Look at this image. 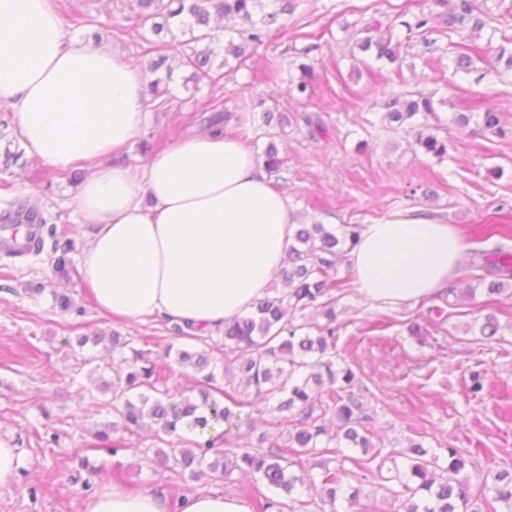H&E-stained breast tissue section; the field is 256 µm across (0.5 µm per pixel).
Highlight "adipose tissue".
<instances>
[{"label": "adipose tissue", "mask_w": 512, "mask_h": 512, "mask_svg": "<svg viewBox=\"0 0 512 512\" xmlns=\"http://www.w3.org/2000/svg\"><path fill=\"white\" fill-rule=\"evenodd\" d=\"M144 75L126 57L69 40L53 0H0V104L30 154L91 169L75 206L91 227L80 275L98 309L128 322L186 321L220 336L251 310L293 243L286 199L242 140L204 130L142 165L125 151L146 121ZM463 240L429 216L363 225L351 254L363 300L399 306L446 292ZM81 512H250L246 500L113 487Z\"/></svg>", "instance_id": "obj_1"}]
</instances>
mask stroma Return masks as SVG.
I'll return each mask as SVG.
<instances>
[{
    "mask_svg": "<svg viewBox=\"0 0 512 512\" xmlns=\"http://www.w3.org/2000/svg\"><path fill=\"white\" fill-rule=\"evenodd\" d=\"M61 3L68 37L87 40L98 32L115 51L140 60L152 34L134 26V0L119 12L110 0H96L91 25L70 20L84 10V0ZM294 3V11L283 14L276 0H266L273 14L268 37L246 66L221 81H202L195 91L173 83L178 108L150 111L127 157L147 160L199 127L204 107L215 105L230 115L228 131L256 153L275 143L282 165L271 185L287 197L295 223L333 230L410 214L457 225L468 256L449 294L396 307L372 304L356 291L351 261L342 260L338 275L346 285L335 293L336 353L355 373L374 443L400 451L414 440L435 453L452 446L473 452L479 468L511 470L512 295L481 289L477 252L483 244L475 234L497 210L512 213V140L458 128L453 116L491 105L512 125V75L499 74L485 49L490 41L501 44L512 27L490 18L467 39L439 24L422 35L408 32L406 24L426 9L425 0ZM382 34L399 44L395 63L354 47L358 39ZM462 45L474 50L466 72L454 69ZM272 59L279 71L270 79L265 70ZM303 60L314 78L310 98L298 101L288 89L301 80ZM414 92L433 97L438 135L448 141L443 158L414 152L411 132L392 130L383 120L385 97ZM267 111L285 113L289 125H264ZM243 112L254 116V124H238ZM304 115L319 116L323 130L310 134L300 121ZM69 177L28 153L11 109L0 106V215L31 209L43 225L35 252L8 257L0 251V444L17 457L14 479L0 486V512H80L87 482L97 492L119 485L132 493L158 488L173 498L239 494L244 480L237 474L193 481L159 468L161 444L146 432L115 456L93 449V433L113 416L112 396L101 389L112 379V348L106 341L81 347L77 337L112 331L148 337L174 391H190L196 375L167 355V348L183 342L162 319L127 324L97 309L79 274L88 226L74 205L77 188ZM63 234L73 249L70 277L61 282L52 264L55 239ZM57 287L66 288L73 311L54 308ZM467 288L475 289L474 298L464 296ZM483 309L497 317L498 337L470 333ZM382 318L384 330L377 326ZM411 321L421 335L409 334ZM476 376L483 383L477 394L470 390Z\"/></svg>",
    "mask_w": 512,
    "mask_h": 512,
    "instance_id": "obj_1",
    "label": "stroma"
}]
</instances>
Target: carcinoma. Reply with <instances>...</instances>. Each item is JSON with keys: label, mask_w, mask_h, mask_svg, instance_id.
I'll return each instance as SVG.
<instances>
[{"label": "carcinoma", "mask_w": 512, "mask_h": 512, "mask_svg": "<svg viewBox=\"0 0 512 512\" xmlns=\"http://www.w3.org/2000/svg\"><path fill=\"white\" fill-rule=\"evenodd\" d=\"M139 12L135 25L148 28L156 40L148 42L142 56L145 70L155 75L148 86L150 99L146 104L159 109L168 105L162 96L178 68L190 71L184 88L198 85L205 79H221L227 60L214 65L212 44L218 36L210 27L211 15L220 18L237 17L249 24L238 32L239 42L229 40L224 53L244 63L267 37L264 26L254 16L264 10V0H136ZM428 13L415 20L414 27L428 29L430 21L441 18L448 27L471 25L479 31L485 25L483 11L477 0H428ZM189 36L187 43H204L203 49H192L177 57L174 46L166 40L174 32ZM362 52H371L379 60H396L392 37L377 40L365 38L358 42ZM496 63L512 72V38L492 48ZM304 79L289 89V96H307L311 68L299 64ZM385 118L397 125L423 118L417 125L414 147L437 158L448 153V141L431 132L429 119L436 116L431 97L423 94L391 95L385 100ZM476 121L480 132L504 138L512 136L502 113L492 107L483 111L458 112L454 122L465 128ZM362 225L342 224L338 232L322 224L301 225L293 237L288 252V267L281 272L284 288L255 302L250 314L224 323L219 339L192 334L187 322L168 321L174 334L189 342L204 345L214 343L224 348L222 374L212 366L213 357L205 351H177L179 363L201 375L195 400L183 394H173L165 388L163 371L147 349L133 346L134 337L117 332L110 335L112 353L120 357L112 382L106 388L118 420L104 425L95 433V448L113 456L131 448L132 438L146 426L156 437L185 431L190 439L183 447L167 454L157 453L163 466L182 477L194 479L207 467L219 478L237 471L251 482L244 486L254 501L255 512H304L308 501L300 489L313 481L312 470L322 472V501L335 505L344 498L350 507L368 509L361 501L363 490L348 482L363 469L376 479L398 482L401 490L390 487L386 492L405 497L407 512H512V470H482L468 454L448 447L445 455L429 454L420 443L411 442L407 449L375 445L369 437L366 421L369 415L363 401L355 393V376L349 365L335 354L336 297L344 279L338 277V265L343 254L352 252L360 239ZM483 241L500 237L512 241V224L496 222L481 230ZM72 242L65 239L55 244L59 255L53 262L60 276L69 275L68 253ZM477 255L484 259L490 280L486 291L502 294L512 287V248L498 243L491 250ZM322 309L323 325L300 324L296 314L308 308ZM253 391L256 396L276 402L279 416L271 422L278 439L261 432L256 443H250L228 456L220 451L225 433L217 432L222 425L232 426L239 416L231 407L239 408V396ZM122 433L112 437L111 433ZM269 450H263V447ZM359 448L364 457L341 455L338 467L328 463L341 447ZM350 462L352 468L345 467Z\"/></svg>", "instance_id": "obj_1"}]
</instances>
